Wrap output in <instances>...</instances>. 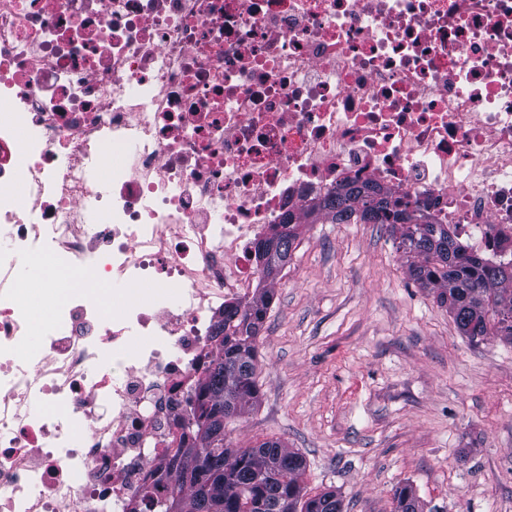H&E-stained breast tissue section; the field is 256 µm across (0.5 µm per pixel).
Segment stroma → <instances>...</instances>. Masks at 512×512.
<instances>
[{
	"label": "stroma",
	"mask_w": 512,
	"mask_h": 512,
	"mask_svg": "<svg viewBox=\"0 0 512 512\" xmlns=\"http://www.w3.org/2000/svg\"><path fill=\"white\" fill-rule=\"evenodd\" d=\"M272 288L228 447L280 440L344 512H391L406 481L424 512H512L511 343L461 336L380 224L304 225Z\"/></svg>",
	"instance_id": "1"
}]
</instances>
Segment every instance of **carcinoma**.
<instances>
[{"label":"carcinoma","instance_id":"1","mask_svg":"<svg viewBox=\"0 0 512 512\" xmlns=\"http://www.w3.org/2000/svg\"><path fill=\"white\" fill-rule=\"evenodd\" d=\"M366 215L398 234L410 275L448 307L462 335L476 342L496 336L512 343V264H491L468 252L448 225L433 224L404 201L362 186L329 192L309 210L308 220L314 224L327 217L333 224H348ZM299 228L287 217L256 243L255 252L265 256L263 282L274 281L288 265ZM272 300V289L262 287L244 306L224 310V354L202 383L195 423L184 425L191 443L171 475L170 502L177 512H268L273 493L288 505L283 512H341L343 499L334 490L306 496L301 483L305 460L282 442L224 445V422L260 397L257 339ZM393 512H423L412 484L395 488Z\"/></svg>","mask_w":512,"mask_h":512}]
</instances>
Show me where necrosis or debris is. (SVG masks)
Returning a JSON list of instances; mask_svg holds the SVG:
<instances>
[{
  "mask_svg": "<svg viewBox=\"0 0 512 512\" xmlns=\"http://www.w3.org/2000/svg\"><path fill=\"white\" fill-rule=\"evenodd\" d=\"M353 184L512 262V0H0V512H156L257 241Z\"/></svg>",
  "mask_w": 512,
  "mask_h": 512,
  "instance_id": "necrosis-or-debris-1",
  "label": "necrosis or debris"
}]
</instances>
